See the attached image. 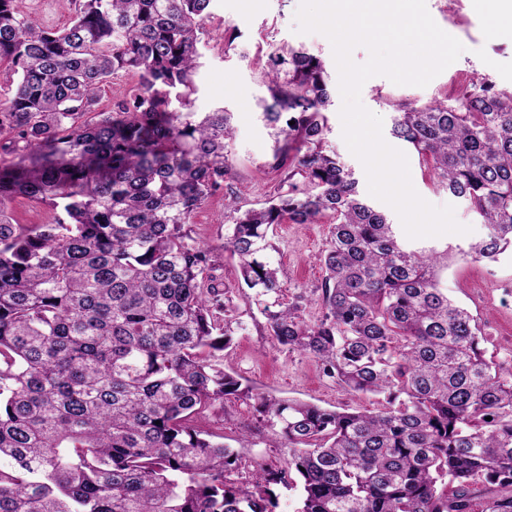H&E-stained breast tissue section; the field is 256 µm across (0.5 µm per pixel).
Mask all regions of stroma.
<instances>
[{"mask_svg": "<svg viewBox=\"0 0 512 512\" xmlns=\"http://www.w3.org/2000/svg\"><path fill=\"white\" fill-rule=\"evenodd\" d=\"M300 0H212V17L202 47L203 65L196 78L193 111L204 113L224 108L233 115L234 137L229 151L233 159L232 188L249 206L265 202L278 177L267 163L272 156L273 140L259 117L258 102L265 94L257 72V59L266 44L302 48L319 57L329 74L331 106L328 117L330 150L353 171L361 197L387 215L391 224H399L396 212L384 202L370 197L362 163L350 152L343 137L339 110L342 104L338 71L329 40L318 33H296L295 14ZM427 10L436 24L458 39L463 53L426 87L397 85L388 78L375 76L362 87L361 101L370 111L391 124L397 107L403 103L425 105L452 94L466 78L489 77L496 87L512 88V35L491 36L486 12L477 0H426ZM233 37L225 46V37ZM412 183L419 195L436 206L451 205L458 222L471 226L466 235L448 234L432 238L438 248H465L481 237L484 226L463 198L435 184L421 157L407 150ZM197 240L218 247L214 271L238 308L241 325L229 348L223 352L224 367L233 373L249 395L230 397L224 402L222 416L208 415L204 428L236 438L242 430H260L255 410V394L277 399H296L322 407L378 410L381 397L342 391L332 378L323 375L308 356L288 350L263 329L258 307L244 296L239 286L238 260L225 251L226 226L224 199H209L197 211L191 226ZM272 240L278 248L276 258L283 284L280 300L284 304L304 296L302 316L318 320L323 314L318 288L323 280L320 257L329 246L330 224H277ZM439 285L455 302L480 319L487 333L486 348L504 368L512 370V253L497 261L472 263L453 258L439 273Z\"/></svg>", "mask_w": 512, "mask_h": 512, "instance_id": "obj_1", "label": "stroma"}]
</instances>
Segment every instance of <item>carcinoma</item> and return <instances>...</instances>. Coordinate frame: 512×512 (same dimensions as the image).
<instances>
[{
    "mask_svg": "<svg viewBox=\"0 0 512 512\" xmlns=\"http://www.w3.org/2000/svg\"><path fill=\"white\" fill-rule=\"evenodd\" d=\"M211 0H68L46 32L0 0V512H275L271 486L300 488L296 512H512V371L486 355L481 323L437 287L448 251L408 248L327 148V74L302 50L272 49L261 119L274 193L242 208L227 184L231 113L190 96ZM138 84L109 111L102 87ZM391 134L465 198L485 234L460 251L512 249V89L482 79L453 102L400 105ZM224 196L225 248L278 343L315 360L376 411L257 396L289 448L254 462L198 422L247 394L217 353L240 326L211 275L214 249L188 229ZM48 207L14 224L6 203ZM333 224L322 256L323 317L279 300L275 224ZM242 457V464L245 463V468L240 469L238 472H232L228 477L231 481L242 482L248 479L251 462L258 460L264 463L268 468L280 469L284 466L285 460L288 458V448H265V445L260 444L255 448H235Z\"/></svg>",
    "mask_w": 512,
    "mask_h": 512,
    "instance_id": "obj_1",
    "label": "carcinoma"
}]
</instances>
